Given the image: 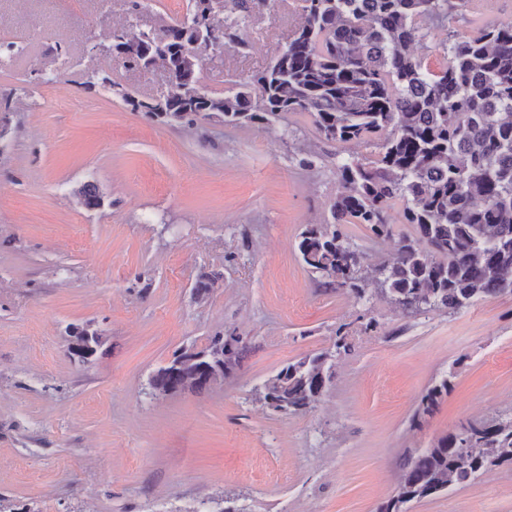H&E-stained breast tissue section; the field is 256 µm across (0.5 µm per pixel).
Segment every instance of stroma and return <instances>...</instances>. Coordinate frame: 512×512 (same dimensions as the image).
<instances>
[{
    "mask_svg": "<svg viewBox=\"0 0 512 512\" xmlns=\"http://www.w3.org/2000/svg\"><path fill=\"white\" fill-rule=\"evenodd\" d=\"M102 12L131 20L127 0H0V39L30 47L0 64L15 91L0 136V498L28 512H378L409 458L461 424L512 418V295L410 314L324 287L300 259L301 232L330 217L336 150L368 146L324 143L303 112L271 130L215 115L186 127L87 90L84 38L108 43ZM300 21L297 0H269L204 81L219 93L263 69ZM55 44L65 83H34ZM111 67L134 95L168 87ZM86 183L98 210L76 195ZM400 212L388 238L345 225L364 268L413 235ZM86 325L102 344L84 363L67 349ZM340 331L349 349L316 406L271 411L264 382ZM218 332L247 345L234 376L152 396L160 367ZM444 379L447 397L420 414ZM407 510L512 512V464Z\"/></svg>",
    "mask_w": 512,
    "mask_h": 512,
    "instance_id": "obj_1",
    "label": "stroma"
}]
</instances>
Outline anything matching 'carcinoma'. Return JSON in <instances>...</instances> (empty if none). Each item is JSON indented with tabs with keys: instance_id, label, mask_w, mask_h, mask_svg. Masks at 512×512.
Returning <instances> with one entry per match:
<instances>
[{
	"instance_id": "carcinoma-1",
	"label": "carcinoma",
	"mask_w": 512,
	"mask_h": 512,
	"mask_svg": "<svg viewBox=\"0 0 512 512\" xmlns=\"http://www.w3.org/2000/svg\"><path fill=\"white\" fill-rule=\"evenodd\" d=\"M224 28V44L243 47L239 19L259 9L257 0H189L180 19L158 18L131 35L126 50L110 58L143 70L155 56L168 61V92L139 98L120 89L112 69L86 73L87 89L118 93L135 110L163 123L192 125L205 112L224 123L271 128L285 113L305 112L328 143L362 144L383 135L376 151L336 158L338 190L331 219L310 224L298 251L309 271L358 298L376 291L411 312H458L498 294H512V21L484 22L473 0H299L302 21L287 44L260 72L222 93L199 96L203 62L179 60L201 33L193 13L200 3ZM471 27L461 33L454 24ZM436 41L444 64L434 70L416 49ZM0 42V63L23 54ZM88 210L103 206L92 184L80 188ZM403 204L402 220L418 238L402 239L398 256L363 269L347 241L346 224H363L372 236L391 234L390 211ZM212 337L159 368L150 386L161 393L202 390L238 366L246 347ZM332 354L306 356L281 368L263 386L293 414L318 403L332 380ZM213 373L208 380L199 367ZM448 379L428 389L422 413L448 395ZM512 463V419L473 423L440 437L404 464L396 497L379 512L441 493Z\"/></svg>"
}]
</instances>
